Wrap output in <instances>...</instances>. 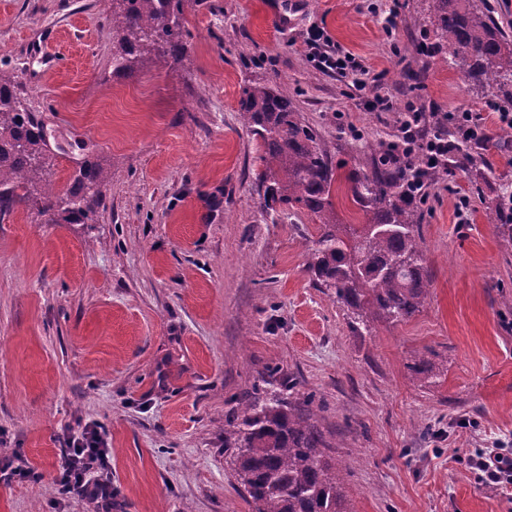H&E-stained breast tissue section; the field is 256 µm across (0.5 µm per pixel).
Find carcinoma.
<instances>
[{
	"mask_svg": "<svg viewBox=\"0 0 512 512\" xmlns=\"http://www.w3.org/2000/svg\"><path fill=\"white\" fill-rule=\"evenodd\" d=\"M185 0H112L114 75L148 68L185 54ZM438 42L449 48L486 102L512 104V36L496 21L488 0H433ZM242 125L261 140L265 170L258 181L264 206L282 213L331 211L336 180L332 157L319 131L301 120L288 88L253 84L239 102ZM379 144L347 176L354 202L367 216L359 233L347 238L342 225L323 221L308 269L315 285L332 291L350 313V327L370 331L381 320L396 324L424 303L430 272L420 250L425 198L419 188L448 175V165L427 169L419 155L403 167L387 160ZM54 152L45 130L18 97L15 78L0 69V213L21 202L34 207L48 224H95L103 190L110 184L106 167L80 166L61 194L44 178ZM512 206V183L499 185L495 213ZM415 378L434 376L425 358L409 366ZM314 398L286 400L257 393L237 398L224 424V455L255 512H348L344 476L350 468L325 455L328 444L319 428Z\"/></svg>",
	"mask_w": 512,
	"mask_h": 512,
	"instance_id": "carcinoma-1",
	"label": "carcinoma"
}]
</instances>
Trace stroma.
Segmentation results:
<instances>
[{
    "label": "stroma",
    "instance_id": "stroma-1",
    "mask_svg": "<svg viewBox=\"0 0 512 512\" xmlns=\"http://www.w3.org/2000/svg\"><path fill=\"white\" fill-rule=\"evenodd\" d=\"M398 13H391V6ZM186 52L112 75L110 0H0V69L14 71L57 149L49 180L106 159L94 224H49L27 204L0 220V512H89L56 479L66 430L108 435L112 485L99 512H253L224 457V416L265 386L314 395L331 457L351 467L350 512H512L475 449L512 448V245L489 203L512 182V136L436 43L417 0H187ZM382 73L376 90L306 56L311 30ZM296 93L338 164L332 210L366 216L347 176L362 146L412 108L484 119L473 163L450 153L428 189L420 246L429 295L410 319L360 336L307 270L319 217L261 206L260 144L238 102L251 83ZM390 110H368L372 96ZM468 223L454 204L472 185ZM440 366L411 379L420 358Z\"/></svg>",
    "mask_w": 512,
    "mask_h": 512
}]
</instances>
